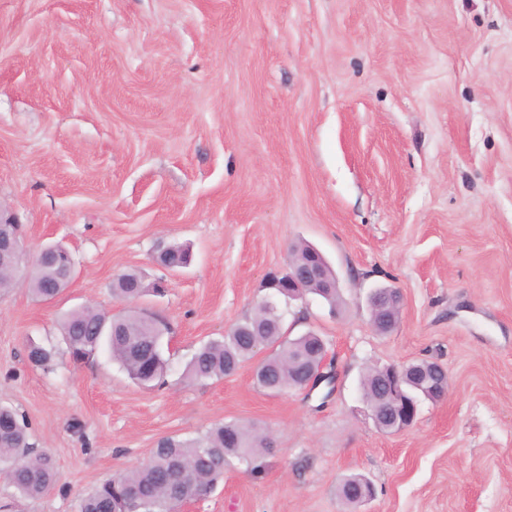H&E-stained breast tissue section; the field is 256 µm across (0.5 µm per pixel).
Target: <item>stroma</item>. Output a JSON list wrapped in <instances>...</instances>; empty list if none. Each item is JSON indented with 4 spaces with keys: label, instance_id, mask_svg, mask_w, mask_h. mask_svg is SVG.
<instances>
[{
    "label": "stroma",
    "instance_id": "stroma-1",
    "mask_svg": "<svg viewBox=\"0 0 512 512\" xmlns=\"http://www.w3.org/2000/svg\"><path fill=\"white\" fill-rule=\"evenodd\" d=\"M0 210L76 260L54 302L0 291V404L58 474L24 512H78L160 438L220 421L273 446L257 473L227 458L186 512H353L350 474L376 491L355 512H512V0H0ZM299 240L339 280L337 310L312 295L285 317L326 340L331 396L268 392L249 363L191 381ZM173 244L178 273L153 260ZM130 269L165 284L139 302L171 325L149 388L104 352L73 363L59 328L86 303L125 312ZM382 286L403 294L387 333L366 304ZM418 360L446 399L379 431L365 372Z\"/></svg>",
    "mask_w": 512,
    "mask_h": 512
}]
</instances>
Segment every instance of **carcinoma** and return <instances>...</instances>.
Returning a JSON list of instances; mask_svg holds the SVG:
<instances>
[{"label":"carcinoma","instance_id":"carcinoma-1","mask_svg":"<svg viewBox=\"0 0 512 512\" xmlns=\"http://www.w3.org/2000/svg\"><path fill=\"white\" fill-rule=\"evenodd\" d=\"M314 247L300 243L292 248L291 266L313 261ZM189 251L179 245L164 249L156 256L164 265L188 261ZM47 270L35 267L29 274L30 291L41 301L60 294L68 281L52 284L46 279ZM146 288L136 271L118 275L112 283V294L123 301L143 295ZM288 302L276 305V311L266 316L259 310L233 324L218 339L202 344L187 364L186 374L195 381L222 379L234 374L254 357L255 346L265 345L271 352L256 374L259 386L281 392L301 388L302 371H316L322 360L317 349L323 340L319 336L290 337L285 329L277 336H259L260 319L276 318L284 322ZM62 340L73 361L79 362L107 347L113 361L137 384L152 386L167 371L168 360L163 353L166 319L158 314L132 311L110 317L93 307L83 306L65 314L61 320ZM27 357L31 364L50 370L55 350L32 343ZM383 368L369 370L361 381L363 396L379 401ZM267 438L252 425L239 422H219L196 439L176 436L161 438L152 449L148 461L133 470L106 480L82 497L79 512H169L177 499L191 500L205 496L224 474V461L229 455L260 470L258 457L266 450ZM0 473L5 475L16 493L15 503L36 500L47 495L56 483L55 466L50 454L36 452L28 442L24 420L18 412L0 405ZM135 492L137 497L129 496Z\"/></svg>","mask_w":512,"mask_h":512}]
</instances>
